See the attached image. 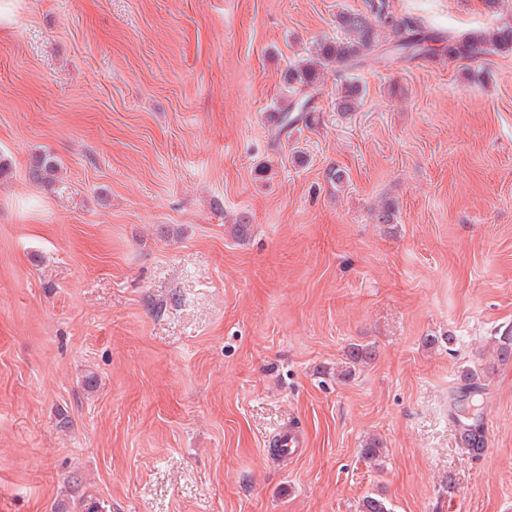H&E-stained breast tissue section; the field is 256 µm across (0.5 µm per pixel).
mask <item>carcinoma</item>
I'll return each instance as SVG.
<instances>
[{"mask_svg":"<svg viewBox=\"0 0 512 512\" xmlns=\"http://www.w3.org/2000/svg\"><path fill=\"white\" fill-rule=\"evenodd\" d=\"M366 10L362 12H341L337 15L339 26L346 33L345 38L318 44L311 56L288 69L287 83L292 92L303 96L284 107L276 108L277 122L286 129L298 121L294 112L308 109L313 94L309 89L321 81L324 71L336 66L344 73L358 66L373 50L382 44L379 29L383 28L391 37L393 51L397 58L418 59L444 54L459 61L468 60L480 53L512 52V24H506L491 33L483 30L469 32L457 38L445 37L423 28L412 18L398 17L391 11L389 0H365ZM359 86L353 82L343 84L337 107L343 112L355 110L359 100ZM58 172V162L48 154L37 155L30 166V179L39 184L50 185ZM394 203L385 201L377 206L374 221L377 224H391L395 219ZM225 231L233 238L244 242L252 233L248 216L239 214L235 221L225 225ZM498 363L512 361V330L507 329L492 339ZM369 347L354 345L346 354L343 377L352 375V368L371 358ZM485 426L483 418L470 424L461 425L459 436L463 444L475 457L482 456ZM53 512H102L100 502L84 494L73 496L53 505ZM357 512H391L385 498L378 495H365L358 502Z\"/></svg>","mask_w":512,"mask_h":512,"instance_id":"obj_1","label":"carcinoma"}]
</instances>
